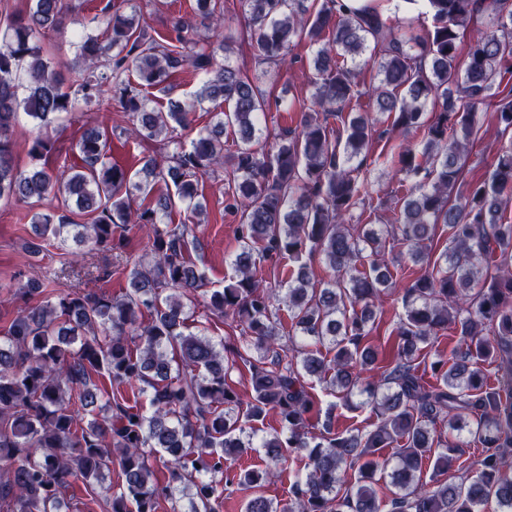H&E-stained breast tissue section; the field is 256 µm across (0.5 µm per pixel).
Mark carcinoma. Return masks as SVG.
<instances>
[{
  "label": "carcinoma",
  "mask_w": 512,
  "mask_h": 512,
  "mask_svg": "<svg viewBox=\"0 0 512 512\" xmlns=\"http://www.w3.org/2000/svg\"><path fill=\"white\" fill-rule=\"evenodd\" d=\"M128 2L97 17L105 38L82 40L66 82L42 45L63 30L66 0H30L0 33V198L34 204L60 196L87 216L77 224L68 207L34 213L44 240L72 231L110 251L135 230L146 234V253L126 259L129 288L118 298L17 280L22 306L0 336V512H72L76 481L98 483L115 466L122 485L107 512H157L160 501L183 498L185 512H216L231 463L258 448L266 469L234 474L254 490L245 512H486L492 502L494 512H512V137L483 180L464 178L477 107L494 106L503 132H512V88H502L512 75V0H404L431 19L422 35L391 25L374 4L240 0L261 64H288L304 41L318 46L311 100L298 102L300 130H282L270 152L252 146L267 102L229 63L233 42L222 34L218 0H195L194 18L175 17L153 35L138 6L124 9ZM359 58L377 68L364 90L347 65ZM186 65L204 76L192 104L154 107L151 90L170 94L168 78ZM362 97L390 130L423 135L418 153L404 141L394 147L396 173L422 181L378 226L353 223L355 210L381 208L366 161L370 143L387 133L366 114L343 118ZM429 101L435 113L426 123ZM114 102L129 116L127 138L160 141L169 152L145 157L132 175L109 161L107 132L95 123L76 141L75 163L49 165L58 120L83 105L107 112ZM206 102L225 110L187 150L178 132ZM21 112L35 121L28 154L42 162L29 170L14 160ZM329 114L342 131L326 125ZM228 129L241 145L226 155ZM216 167L227 172L224 211L239 217L241 242L236 280L209 296L210 310L240 335L218 340L189 330L205 286L188 258L193 229L163 223L177 204L192 205L199 178ZM158 183L165 191L156 195ZM441 227L448 244L404 288L396 350L378 373L366 325L394 278L379 256L389 250L420 262ZM313 254L323 256L328 280L308 276L302 259ZM273 255L298 263L285 289L256 277V263ZM451 325L456 350L426 362L427 348ZM239 360L251 374L247 402L229 382ZM315 381L329 383L350 410L370 408L373 428H317ZM135 385L149 394V409L122 391ZM269 408L281 430L259 438L254 423ZM463 430L481 446L473 459ZM386 448L390 460L381 458ZM155 461L168 471L164 484L154 481ZM290 461L301 477L288 501L275 503L261 489ZM453 468L458 483L446 478ZM380 480L395 488L386 503L375 489Z\"/></svg>",
  "instance_id": "1"
}]
</instances>
